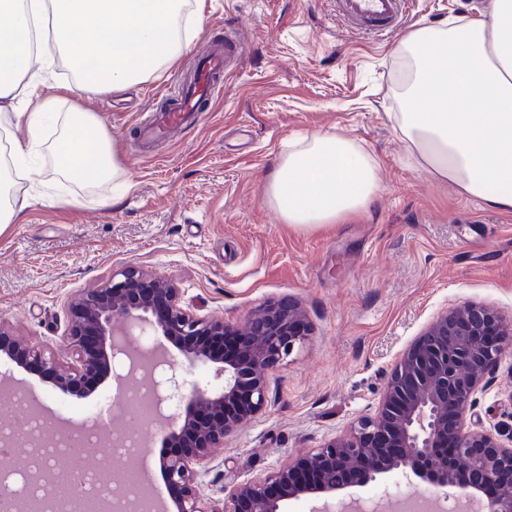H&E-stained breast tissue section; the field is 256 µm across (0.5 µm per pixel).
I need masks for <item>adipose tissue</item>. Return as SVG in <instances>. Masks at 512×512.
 I'll list each match as a JSON object with an SVG mask.
<instances>
[{
    "label": "adipose tissue",
    "instance_id": "1",
    "mask_svg": "<svg viewBox=\"0 0 512 512\" xmlns=\"http://www.w3.org/2000/svg\"><path fill=\"white\" fill-rule=\"evenodd\" d=\"M0 0V224L16 223L49 150L67 182L98 186L116 178L113 139L78 98L123 91L170 66L198 29L204 0ZM51 25L56 48L75 72L64 96H42L48 69L34 66L33 27ZM400 110L395 126L416 167L463 196L512 210V0H489L480 16L422 25L396 47ZM68 111H60L63 99ZM59 131L46 138L48 118ZM25 125L26 140L12 129ZM380 190L377 160L341 134L314 133L290 144L267 183L266 202L300 230L341 224L365 212Z\"/></svg>",
    "mask_w": 512,
    "mask_h": 512
}]
</instances>
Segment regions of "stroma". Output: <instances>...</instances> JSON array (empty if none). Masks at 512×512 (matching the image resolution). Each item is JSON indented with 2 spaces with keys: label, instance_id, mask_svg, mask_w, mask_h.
Segmentation results:
<instances>
[{
  "label": "stroma",
  "instance_id": "1",
  "mask_svg": "<svg viewBox=\"0 0 512 512\" xmlns=\"http://www.w3.org/2000/svg\"><path fill=\"white\" fill-rule=\"evenodd\" d=\"M178 61L122 92L81 98L114 140L129 187L58 182L50 152L30 157L48 179L45 201L0 228V323L74 361L64 338L71 295L136 267L170 280L199 315L244 325L268 302L297 304L310 334L269 379V402L224 440L201 479L222 506L231 476L288 465L375 416L391 370L441 314L473 303L512 321V212L460 195L408 161L398 111L399 33L348 30L334 0H205ZM485 0H413L408 27L476 15ZM238 25L241 65L202 123L144 140L164 109L154 89L189 81L205 45ZM316 131L340 132L378 159L381 190L346 223L311 231L283 224L265 201L280 154ZM77 205L52 203L57 191ZM73 410L109 388L61 392L40 373L0 359V372ZM471 422L512 440V349L473 395ZM427 484L393 471L339 499L393 512Z\"/></svg>",
  "mask_w": 512,
  "mask_h": 512
}]
</instances>
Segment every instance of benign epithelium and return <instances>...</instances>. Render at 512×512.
<instances>
[{
	"label": "benign epithelium",
	"instance_id": "7a95c632",
	"mask_svg": "<svg viewBox=\"0 0 512 512\" xmlns=\"http://www.w3.org/2000/svg\"><path fill=\"white\" fill-rule=\"evenodd\" d=\"M68 307L65 343L75 351L74 364L46 355L1 324L0 356L52 374L53 385L63 391L94 378H110L119 387L127 381L121 368L132 358L126 337L136 328L153 335L157 403L175 397L180 408L177 425L165 436L166 446L178 452L159 461L175 492V512H282L288 500L334 497L354 483L365 486L395 470L436 489L457 488L459 468L467 473L470 497L482 512H512V443L467 426L475 390L496 368L505 347L512 346V326L487 307L465 304L440 316L394 365L375 418L287 468L233 478L219 510L206 507L200 469L211 462L214 449L224 447V437L267 405L270 370L308 335L302 311L291 303H269L241 333L222 318L197 315L168 280L134 267L73 295ZM231 333L241 335V350L227 360L214 345ZM174 349L191 365H216L224 388L184 390L166 370Z\"/></svg>",
	"mask_w": 512,
	"mask_h": 512
}]
</instances>
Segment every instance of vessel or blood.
I'll list each match as a JSON object with an SVG mask.
<instances>
[{
  "label": "vessel or blood",
  "instance_id": "vessel-or-blood-1",
  "mask_svg": "<svg viewBox=\"0 0 512 512\" xmlns=\"http://www.w3.org/2000/svg\"><path fill=\"white\" fill-rule=\"evenodd\" d=\"M411 11V0H336V13L365 33H387L401 27ZM243 57V42L231 30L222 44L209 48L201 58L193 85L178 88L171 105L150 127L151 135L163 136L171 127L201 119L204 103L220 90V78L232 62Z\"/></svg>",
  "mask_w": 512,
  "mask_h": 512
}]
</instances>
